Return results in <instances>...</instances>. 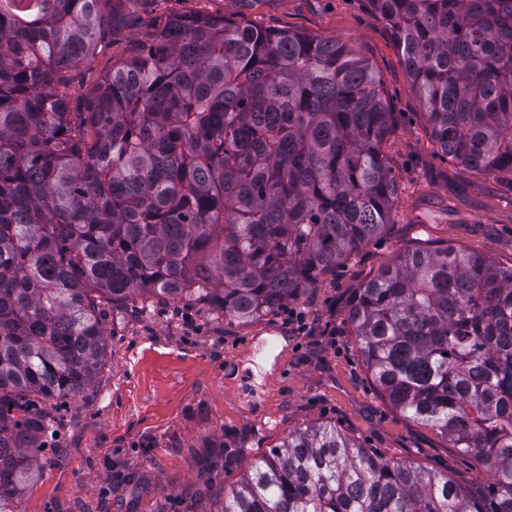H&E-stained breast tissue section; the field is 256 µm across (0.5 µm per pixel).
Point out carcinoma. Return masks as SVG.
Listing matches in <instances>:
<instances>
[{
    "label": "carcinoma",
    "instance_id": "obj_1",
    "mask_svg": "<svg viewBox=\"0 0 512 512\" xmlns=\"http://www.w3.org/2000/svg\"><path fill=\"white\" fill-rule=\"evenodd\" d=\"M116 0L0 6V512L51 419L106 353L103 322L151 299L254 320L296 301L391 223V112L339 40L172 16L72 110L67 71L112 46ZM430 137L512 183V0H368ZM388 403L474 460L463 483L288 431L221 512H512V264L405 248L350 300Z\"/></svg>",
    "mask_w": 512,
    "mask_h": 512
}]
</instances>
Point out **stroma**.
I'll return each mask as SVG.
<instances>
[{"instance_id":"1","label":"stroma","mask_w":512,"mask_h":512,"mask_svg":"<svg viewBox=\"0 0 512 512\" xmlns=\"http://www.w3.org/2000/svg\"><path fill=\"white\" fill-rule=\"evenodd\" d=\"M197 13L340 40L369 61L392 112L383 145L397 185L392 222L293 302L305 331L282 310L250 322L162 300L130 311L85 391L43 403L53 427L18 512H221L225 489L290 429L322 423L379 456L480 477L474 461L374 392L346 305L416 237L511 263L512 184L437 150L403 59L365 0H120L112 47L72 71V97L169 16Z\"/></svg>"}]
</instances>
